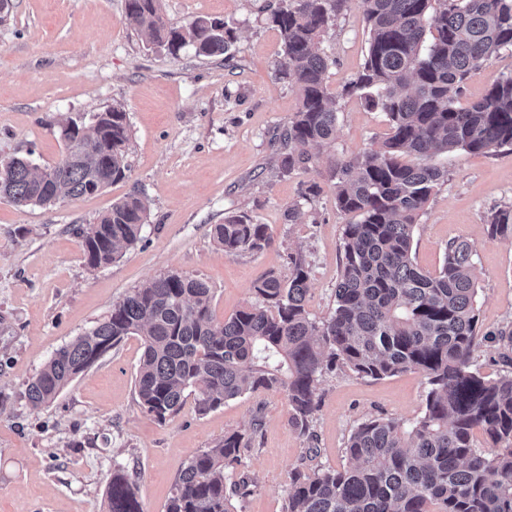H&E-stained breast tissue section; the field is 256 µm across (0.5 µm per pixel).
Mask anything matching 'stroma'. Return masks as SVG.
I'll list each match as a JSON object with an SVG mask.
<instances>
[{
  "label": "stroma",
  "mask_w": 512,
  "mask_h": 512,
  "mask_svg": "<svg viewBox=\"0 0 512 512\" xmlns=\"http://www.w3.org/2000/svg\"><path fill=\"white\" fill-rule=\"evenodd\" d=\"M267 0H160L175 27L200 16L235 27L232 61L178 54L146 43L125 20V0H12L0 18V160L57 162L63 117H90L112 107L128 115L127 180L78 199L19 208L0 196V512H108L112 472L137 475L143 512H164L182 469L232 431H253L245 462L257 486L235 512H282L289 474L312 464H345L354 427L376 417L413 419L424 406V380L405 372L374 380L345 369L323 374L311 435L288 423L281 393L258 391L199 412L194 399L165 423L141 408L135 373L141 337L126 338L75 378L51 404L27 398L32 378L56 350L102 322L134 288L166 273L198 278L224 320L254 302L265 272L287 273L302 253L310 269L307 309L316 320L335 307L346 215L336 209L326 157L377 146L388 132L383 112L342 93L361 70L368 31L357 0L323 33L330 56L327 85L338 97L336 137L322 162L288 178L277 167L280 134L298 96L278 77L283 59ZM512 75V50L473 72L462 103L481 98L493 80ZM448 178L433 191L414 228L412 257L439 270L449 241L477 251L479 323L474 366L493 378L506 365L486 332L512 321V244L491 238L487 216L512 206V150L455 151L437 157ZM319 195L303 200L310 184ZM138 192L149 212L141 239L111 264L84 259L80 227L96 223L113 202ZM299 205L295 223L284 212ZM248 214L268 225L259 253L224 255L210 228L225 215Z\"/></svg>",
  "instance_id": "obj_1"
}]
</instances>
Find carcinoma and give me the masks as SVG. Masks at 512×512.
I'll return each instance as SVG.
<instances>
[{
  "label": "carcinoma",
  "mask_w": 512,
  "mask_h": 512,
  "mask_svg": "<svg viewBox=\"0 0 512 512\" xmlns=\"http://www.w3.org/2000/svg\"><path fill=\"white\" fill-rule=\"evenodd\" d=\"M159 0H126L127 24L175 54L232 58L236 31L198 17L173 27ZM351 0H277L269 22L282 38L278 73L299 107L282 133L279 175L314 164V149L336 135V97L328 93L322 33ZM369 46L362 69L342 89L385 112L389 132L379 147L330 160L336 208L356 220L343 225V266L336 306L324 321L310 317V267L288 254V274L263 273L256 302L224 321L214 318L212 293L198 278L166 274L134 289L102 322L57 350L28 386L46 405L128 336L143 339L135 376L141 407L163 423L195 395L202 413L260 389L284 394L291 426L309 433L319 407L320 377L340 366L383 379L407 371L426 384L421 415L375 417L345 443L347 464L292 473L282 512H512V370L488 379L472 368L479 335L476 249L466 240L445 247L441 268L428 273L412 259L414 226L448 172L432 157L491 153L512 147V75L460 105L468 75L512 49V0H360ZM430 42H425V36ZM65 151L51 166L26 158L0 162V195L18 207L50 205L60 196L93 195L127 178L129 123L119 107L88 123L61 125ZM148 201L129 194L81 229L93 268L138 242ZM489 234L512 243V208L488 217ZM211 235L225 255L257 253L271 241L268 226L229 215ZM486 436V448L475 433ZM245 434L232 432L194 455L165 512H231L256 481L243 470ZM109 512H143L136 481L112 472Z\"/></svg>",
  "instance_id": "obj_1"
}]
</instances>
